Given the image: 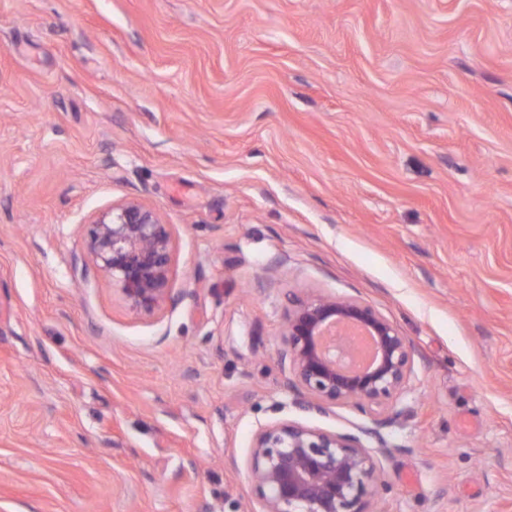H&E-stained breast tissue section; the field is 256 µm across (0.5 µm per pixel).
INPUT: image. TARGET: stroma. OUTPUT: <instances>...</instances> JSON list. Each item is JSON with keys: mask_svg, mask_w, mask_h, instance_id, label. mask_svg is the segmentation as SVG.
Returning <instances> with one entry per match:
<instances>
[{"mask_svg": "<svg viewBox=\"0 0 512 512\" xmlns=\"http://www.w3.org/2000/svg\"><path fill=\"white\" fill-rule=\"evenodd\" d=\"M172 237L130 309L84 249ZM414 344L385 512H512V0H0V512H263L292 295ZM87 253L130 308L151 312L168 294L171 233L156 209L136 200L112 206L91 224Z\"/></svg>", "mask_w": 512, "mask_h": 512, "instance_id": "1", "label": "stroma"}]
</instances>
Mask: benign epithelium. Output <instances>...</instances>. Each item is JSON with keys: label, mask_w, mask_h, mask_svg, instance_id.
<instances>
[{"label": "benign epithelium", "mask_w": 512, "mask_h": 512, "mask_svg": "<svg viewBox=\"0 0 512 512\" xmlns=\"http://www.w3.org/2000/svg\"><path fill=\"white\" fill-rule=\"evenodd\" d=\"M84 247L132 310L151 312L168 294L171 233L156 209L136 200L112 207L90 224ZM347 327L370 339L362 364L348 363L336 340ZM280 336V361L291 368L284 386L304 396L305 408L323 413L342 402L379 411L356 434L289 421L259 427L248 466L252 494L264 512H371L374 491L385 485L379 458L394 451L382 433L393 418L381 407L407 392L415 347L372 306L339 296L296 299Z\"/></svg>", "instance_id": "1"}]
</instances>
